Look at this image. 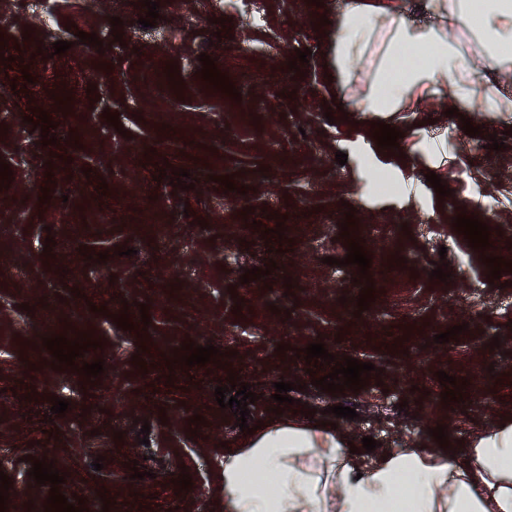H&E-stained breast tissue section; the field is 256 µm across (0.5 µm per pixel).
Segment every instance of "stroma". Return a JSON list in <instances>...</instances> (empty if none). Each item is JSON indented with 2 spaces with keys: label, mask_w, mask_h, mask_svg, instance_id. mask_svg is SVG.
I'll use <instances>...</instances> for the list:
<instances>
[{
  "label": "stroma",
  "mask_w": 512,
  "mask_h": 512,
  "mask_svg": "<svg viewBox=\"0 0 512 512\" xmlns=\"http://www.w3.org/2000/svg\"><path fill=\"white\" fill-rule=\"evenodd\" d=\"M159 2L146 28L141 0H54L50 32L38 0L25 8L0 0V15L11 19L0 28V80L18 87L0 98V161L12 170L0 191V471L10 494L24 493L45 512L50 488L30 477L34 457L53 460L66 475L61 493L83 497L87 512H224L221 461L242 432L214 393L230 376L259 396L248 426L272 418L275 382L295 381L284 416L320 411L353 444L370 436L384 452L436 447L428 431L440 425L454 450L512 420V271L494 286L481 261L512 260V118L465 106L448 115L454 102L439 93L414 112L356 111L364 68L347 85L324 70L347 0ZM254 9L261 25L250 20ZM220 18L228 21L222 30ZM79 31L96 33L98 44L76 42ZM57 41L70 49L55 54ZM305 48L307 62L290 69ZM203 54L236 95H210L199 74ZM161 64L176 65L174 80L156 79ZM331 100L339 109L328 110ZM36 109L56 122V144L43 145L41 131L25 123ZM107 110L119 126L106 122ZM243 112L249 123L240 122ZM466 118L480 135L465 134ZM377 121L401 132L398 147H378ZM493 133L504 150L489 149ZM339 151L346 164L336 162ZM378 168L398 193L377 190ZM179 169L190 189L171 186L169 173ZM430 172L449 196L427 182ZM226 175L236 191L221 184ZM349 213L366 230L344 239ZM461 213L489 226V248L469 247L456 231ZM153 224L166 234L151 235ZM352 240L372 258L375 300L363 312L358 268L340 263ZM105 251L109 259L96 262ZM442 258L444 281L430 276ZM272 260L270 275L242 283L245 270ZM143 303L145 331L117 328L114 315H139ZM48 315L100 341L83 357L104 362L94 382L68 366L53 369L42 340ZM456 325L462 334L435 343ZM189 340L217 347L221 362L166 367ZM317 341L336 358L374 364L368 385L316 389L313 376L329 366L307 374L297 352ZM441 370L466 381L462 401L443 402ZM54 396L68 400L65 414L50 415ZM339 404L356 418L331 414ZM135 469L144 479L132 478ZM184 470L192 478L185 491L177 485Z\"/></svg>",
  "instance_id": "1"
}]
</instances>
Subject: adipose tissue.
<instances>
[{
    "label": "adipose tissue",
    "mask_w": 512,
    "mask_h": 512,
    "mask_svg": "<svg viewBox=\"0 0 512 512\" xmlns=\"http://www.w3.org/2000/svg\"><path fill=\"white\" fill-rule=\"evenodd\" d=\"M428 24L401 0L349 4L330 36V60L367 71L360 112H410L449 89L457 103L512 115V97L479 81L512 71V0H421ZM224 512H512V422L477 432L454 451L413 445L363 464L334 427L271 420L224 451Z\"/></svg>",
    "instance_id": "adipose-tissue-1"
}]
</instances>
